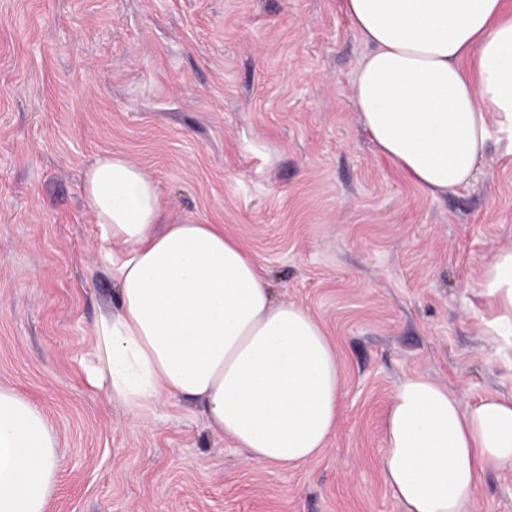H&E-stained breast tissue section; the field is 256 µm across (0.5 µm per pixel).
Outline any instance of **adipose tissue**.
Segmentation results:
<instances>
[{"label":"adipose tissue","instance_id":"ef3b65f1","mask_svg":"<svg viewBox=\"0 0 512 512\" xmlns=\"http://www.w3.org/2000/svg\"><path fill=\"white\" fill-rule=\"evenodd\" d=\"M368 48L351 85L362 125L400 175L436 196L473 181L492 125L512 135V0H343ZM118 310L112 387L131 410L196 403L250 460L281 468L325 451L341 369L325 327L276 301L253 254L220 224L171 217L156 182L122 153L85 173ZM512 318V249L480 283ZM386 481L407 512H463L487 466H512V396L474 404L426 376L395 388ZM57 440L44 412L0 387V512H46Z\"/></svg>","mask_w":512,"mask_h":512}]
</instances>
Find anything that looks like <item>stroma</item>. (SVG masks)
<instances>
[{
    "label": "stroma",
    "mask_w": 512,
    "mask_h": 512,
    "mask_svg": "<svg viewBox=\"0 0 512 512\" xmlns=\"http://www.w3.org/2000/svg\"><path fill=\"white\" fill-rule=\"evenodd\" d=\"M366 51L342 0H0V387L55 433L47 512H406L381 464L398 383L512 395V334L491 333L480 288L512 249V138L492 131L468 188L426 195L361 126ZM112 151L328 330L342 384L322 456L258 464L193 403L137 416L113 390L117 285L82 192ZM465 512H512V467H488Z\"/></svg>",
    "instance_id": "35a3bbf8"
}]
</instances>
